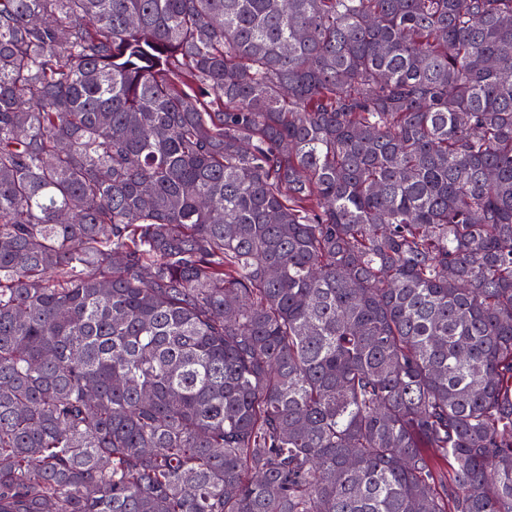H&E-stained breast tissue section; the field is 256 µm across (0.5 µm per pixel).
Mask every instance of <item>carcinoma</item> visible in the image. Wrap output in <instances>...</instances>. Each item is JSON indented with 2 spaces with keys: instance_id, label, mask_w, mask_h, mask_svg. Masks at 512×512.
<instances>
[{
  "instance_id": "obj_1",
  "label": "carcinoma",
  "mask_w": 512,
  "mask_h": 512,
  "mask_svg": "<svg viewBox=\"0 0 512 512\" xmlns=\"http://www.w3.org/2000/svg\"><path fill=\"white\" fill-rule=\"evenodd\" d=\"M0 512H512V0H0Z\"/></svg>"
}]
</instances>
